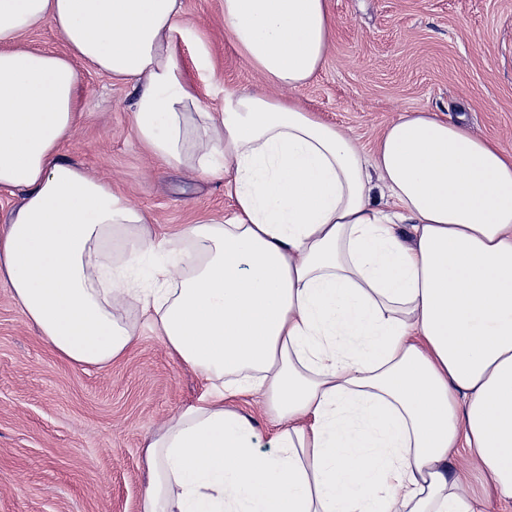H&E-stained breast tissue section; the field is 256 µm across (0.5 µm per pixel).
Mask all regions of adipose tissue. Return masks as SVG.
Listing matches in <instances>:
<instances>
[{
	"instance_id": "ef3b65f1",
	"label": "adipose tissue",
	"mask_w": 512,
	"mask_h": 512,
	"mask_svg": "<svg viewBox=\"0 0 512 512\" xmlns=\"http://www.w3.org/2000/svg\"><path fill=\"white\" fill-rule=\"evenodd\" d=\"M46 24L67 53L24 45ZM224 24L278 95L203 107L178 46L199 70L209 54L180 0H0V189L24 194L0 278L58 357L121 359L135 306L206 383L149 437L140 512H475L461 450L512 500V154L426 110L368 153L299 106L328 0H224ZM83 65L135 89L143 148L223 177L231 220L151 237L60 160ZM241 394L263 397L273 453L225 407Z\"/></svg>"
}]
</instances>
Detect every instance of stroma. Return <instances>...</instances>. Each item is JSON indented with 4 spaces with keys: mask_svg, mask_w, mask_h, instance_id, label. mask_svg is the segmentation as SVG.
Returning <instances> with one entry per match:
<instances>
[{
    "mask_svg": "<svg viewBox=\"0 0 512 512\" xmlns=\"http://www.w3.org/2000/svg\"><path fill=\"white\" fill-rule=\"evenodd\" d=\"M336 39L293 97L372 150L400 115L428 110L512 150V0H329ZM216 80L234 92L269 86L224 26V0H183ZM83 115L63 161L111 180L151 214L154 230L230 218L223 178L147 153L130 121L131 86L80 70ZM138 341L107 368L57 357L0 280V512H139L144 444L205 390L138 311Z\"/></svg>",
    "mask_w": 512,
    "mask_h": 512,
    "instance_id": "obj_1",
    "label": "stroma"
}]
</instances>
